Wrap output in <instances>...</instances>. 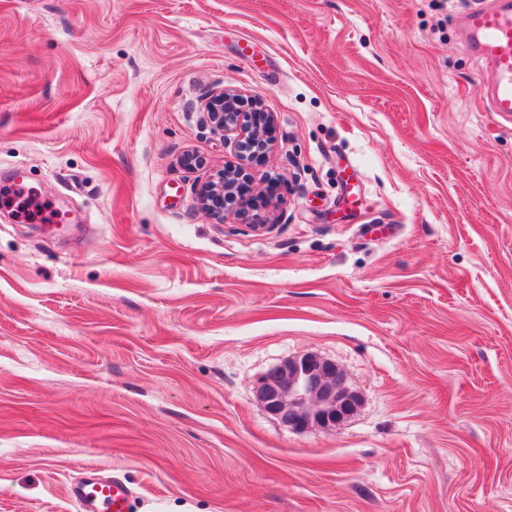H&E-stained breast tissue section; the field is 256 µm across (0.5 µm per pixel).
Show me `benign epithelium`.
I'll return each mask as SVG.
<instances>
[{
    "instance_id": "benign-epithelium-1",
    "label": "benign epithelium",
    "mask_w": 512,
    "mask_h": 512,
    "mask_svg": "<svg viewBox=\"0 0 512 512\" xmlns=\"http://www.w3.org/2000/svg\"><path fill=\"white\" fill-rule=\"evenodd\" d=\"M207 121L224 133L242 161L264 158L272 148L269 130L275 124L272 112H244L238 94L213 91L203 103ZM243 176V167L230 168L196 188L198 207L219 219L229 212L246 214L244 201L234 196L231 180ZM255 397L266 412L294 431L311 428L332 430L359 404V395L346 384L343 373L331 361L314 354L288 359L267 370L258 380Z\"/></svg>"
}]
</instances>
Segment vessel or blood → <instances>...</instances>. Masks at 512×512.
I'll return each mask as SVG.
<instances>
[{
    "mask_svg": "<svg viewBox=\"0 0 512 512\" xmlns=\"http://www.w3.org/2000/svg\"><path fill=\"white\" fill-rule=\"evenodd\" d=\"M469 47L490 71V111L512 117V0H497L462 16ZM81 512H129V489L119 481H87L70 486Z\"/></svg>",
    "mask_w": 512,
    "mask_h": 512,
    "instance_id": "obj_1",
    "label": "vessel or blood"
}]
</instances>
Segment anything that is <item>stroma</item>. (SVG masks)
Here are the masks:
<instances>
[{"instance_id": "1", "label": "stroma", "mask_w": 512, "mask_h": 512, "mask_svg": "<svg viewBox=\"0 0 512 512\" xmlns=\"http://www.w3.org/2000/svg\"><path fill=\"white\" fill-rule=\"evenodd\" d=\"M480 0H0V512H512V121ZM262 99L266 234L198 209ZM193 155L198 166L184 164ZM313 353L357 392L296 432L253 386ZM469 49L490 71L488 109L512 117V2L497 0L462 16ZM261 106L258 101L251 112H243L238 94L226 89L213 91L204 99L207 121L215 131L224 133V141L234 147L240 161L260 160L272 148L268 133L275 124V115L254 111L261 110ZM69 495L82 512H128L129 489L117 480L87 481L71 485Z\"/></svg>"}]
</instances>
